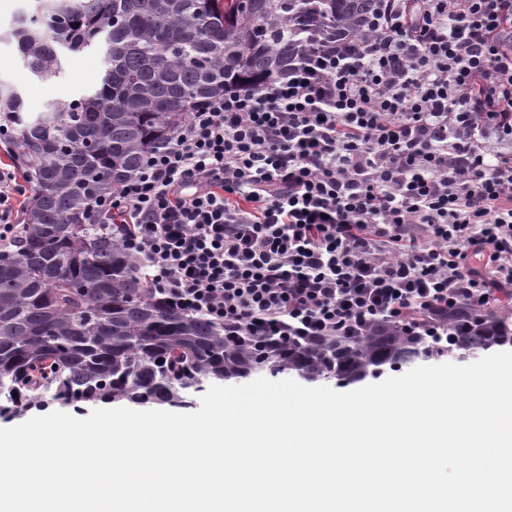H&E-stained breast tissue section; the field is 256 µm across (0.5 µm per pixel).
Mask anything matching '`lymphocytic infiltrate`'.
<instances>
[{
	"label": "lymphocytic infiltrate",
	"instance_id": "lymphocytic-infiltrate-1",
	"mask_svg": "<svg viewBox=\"0 0 512 512\" xmlns=\"http://www.w3.org/2000/svg\"><path fill=\"white\" fill-rule=\"evenodd\" d=\"M27 192L0 166V241ZM170 306L239 336L389 321L512 289V0H376L363 31L192 112L94 203Z\"/></svg>",
	"mask_w": 512,
	"mask_h": 512
}]
</instances>
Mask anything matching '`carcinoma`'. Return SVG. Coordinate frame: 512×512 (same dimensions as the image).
<instances>
[{
	"label": "carcinoma",
	"mask_w": 512,
	"mask_h": 512,
	"mask_svg": "<svg viewBox=\"0 0 512 512\" xmlns=\"http://www.w3.org/2000/svg\"><path fill=\"white\" fill-rule=\"evenodd\" d=\"M222 0H33L0 40L15 43L42 81L68 53L103 50L99 87L27 112L19 86L0 82V139L32 188L21 228L0 248V398L50 389L65 403L128 398L183 403L208 380L261 366L316 383L353 384L434 355L512 348V317L448 309V348L385 321L359 336H242L167 305L92 204L136 175L189 113L232 87L258 88L291 71L309 34L351 39L374 0H249L224 23Z\"/></svg>",
	"instance_id": "1"
}]
</instances>
